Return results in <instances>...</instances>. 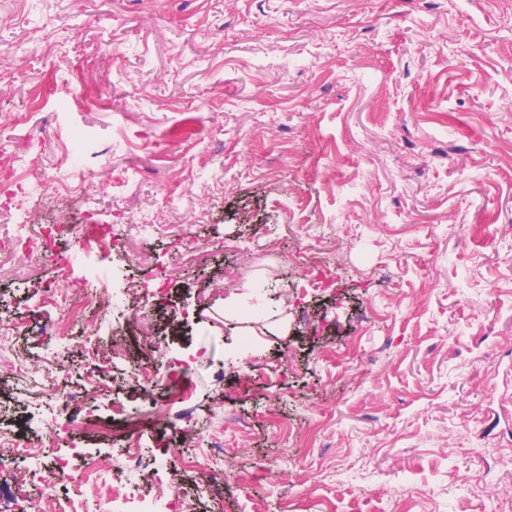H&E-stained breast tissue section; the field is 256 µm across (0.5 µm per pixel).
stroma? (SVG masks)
<instances>
[{
	"label": "stroma",
	"mask_w": 512,
	"mask_h": 512,
	"mask_svg": "<svg viewBox=\"0 0 512 512\" xmlns=\"http://www.w3.org/2000/svg\"><path fill=\"white\" fill-rule=\"evenodd\" d=\"M83 220L125 238L73 247ZM56 246L71 278L31 258ZM0 268L27 364L77 388L88 348H121L97 413L130 404L195 512H389L401 486L411 512H512V0H0ZM124 278L153 292L152 331L113 298ZM72 280L75 315L46 300ZM185 358L189 400L128 378ZM51 411L80 413L0 361L1 428L47 440ZM230 413L248 426L204 483L206 435L181 440ZM77 451L113 477L92 512L147 490L110 438L51 446Z\"/></svg>",
	"instance_id": "stroma-1"
}]
</instances>
